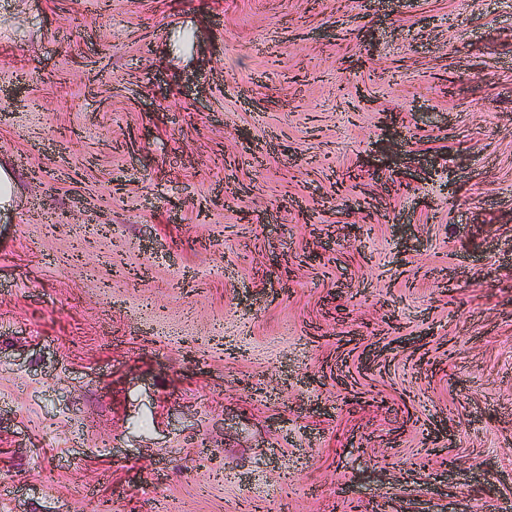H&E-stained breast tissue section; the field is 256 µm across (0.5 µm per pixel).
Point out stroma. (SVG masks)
Instances as JSON below:
<instances>
[{"instance_id":"stroma-1","label":"stroma","mask_w":512,"mask_h":512,"mask_svg":"<svg viewBox=\"0 0 512 512\" xmlns=\"http://www.w3.org/2000/svg\"><path fill=\"white\" fill-rule=\"evenodd\" d=\"M0 512H512V0H0Z\"/></svg>"}]
</instances>
